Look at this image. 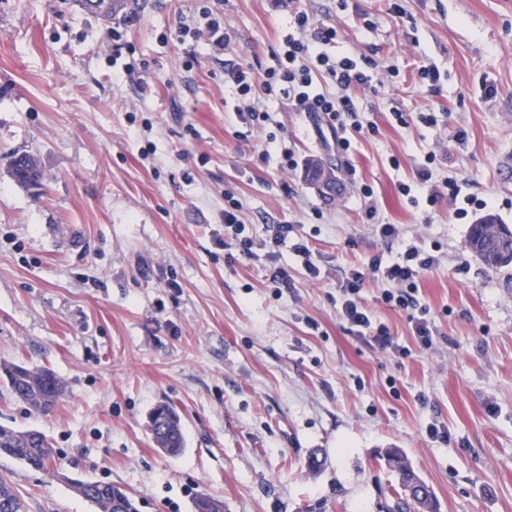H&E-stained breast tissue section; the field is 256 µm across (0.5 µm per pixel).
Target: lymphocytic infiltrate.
Instances as JSON below:
<instances>
[{"instance_id":"1","label":"lymphocytic infiltrate","mask_w":512,"mask_h":512,"mask_svg":"<svg viewBox=\"0 0 512 512\" xmlns=\"http://www.w3.org/2000/svg\"><path fill=\"white\" fill-rule=\"evenodd\" d=\"M293 27L294 31L283 47L273 52L274 64L265 70L263 81H256L251 69L229 65L227 74L241 100L236 116L247 131L265 128L274 117L264 106L262 95L285 98L296 111L318 117L334 139L337 151L348 153L352 134L363 129L359 103L352 96V89L376 90L388 79L396 77L397 70L380 65L370 56L349 50L342 51L337 57H329L323 48L339 42V31L337 27L315 23L307 10L295 11ZM436 158V153H429L426 163L417 170L416 186L399 185V192L407 196L411 191H418L432 204L444 197L450 202H457L461 189L456 181L440 186L433 180L431 164ZM435 262L434 255L411 245L406 248L401 261L386 264L376 256L370 260L367 269L349 271L341 285V314L352 332L360 337L371 336L373 342L382 348L391 344L386 327L374 325L368 310L357 299L366 275L371 274L390 285L387 301L404 309L419 310L415 333L421 348H431L432 330L427 320L429 310L420 305L415 293L419 276Z\"/></svg>"}]
</instances>
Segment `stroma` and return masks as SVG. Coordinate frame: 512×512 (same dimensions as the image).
Here are the masks:
<instances>
[{"label":"stroma","instance_id":"35a3bbf8","mask_svg":"<svg viewBox=\"0 0 512 512\" xmlns=\"http://www.w3.org/2000/svg\"><path fill=\"white\" fill-rule=\"evenodd\" d=\"M140 2L105 21L81 0H0V363L48 367L64 386L45 416L0 400V424L54 446L53 472L2 457L0 476L28 512H94L60 472L123 486L139 512H192L199 491L224 512H391L395 448L436 512H512V269L468 246L484 214L512 225L496 165L512 151V0H401L399 14L388 0H216L231 48L212 53L199 35L188 72L176 32L194 24L195 0ZM297 8L399 70L394 86L357 91L376 128L344 156L284 99L267 103L284 124L275 142L239 135L224 62L262 76ZM432 110L444 122L419 123ZM283 144L295 168L281 166ZM22 152L39 160L40 189L11 177ZM431 152L435 181L487 208L462 219L448 199L401 195ZM326 159L343 185L330 201L305 178ZM366 185L398 237L368 223ZM231 198L252 255L225 244ZM279 224L317 254L319 278L290 244L271 246ZM411 243L437 258L417 281L433 346L420 348L412 310L369 277L360 301L392 338L382 350L349 331L340 285ZM281 266L286 287L272 280ZM162 401L181 417L176 456L148 431ZM314 449L318 473L305 466Z\"/></svg>","mask_w":512,"mask_h":512}]
</instances>
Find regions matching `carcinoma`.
<instances>
[{"mask_svg": "<svg viewBox=\"0 0 512 512\" xmlns=\"http://www.w3.org/2000/svg\"><path fill=\"white\" fill-rule=\"evenodd\" d=\"M11 176L16 184L29 189L41 184L42 171L38 158L31 153L13 157ZM468 244L471 252L487 267L502 270L512 267V226L502 223L497 216L488 214L471 225ZM63 392L61 380L47 369L31 367L25 363L0 364V398L12 399L26 405L36 415H47L56 406ZM168 416L149 426L157 448L169 455H177L185 445L181 419L172 407ZM0 457L11 458L27 468L46 470L53 460V447L47 436L34 429H19L0 425ZM387 460L395 464L399 485L422 490L414 501L397 497L396 512H409L422 508L434 512V495L429 486L408 465L400 461L399 453L389 449ZM76 493L91 503L96 512H139L137 501L121 486L110 482L83 481ZM0 512H27L26 501L13 483L0 478ZM193 512H221L220 501L206 493L193 500Z\"/></svg>", "mask_w": 512, "mask_h": 512, "instance_id": "carcinoma-1", "label": "carcinoma"}]
</instances>
